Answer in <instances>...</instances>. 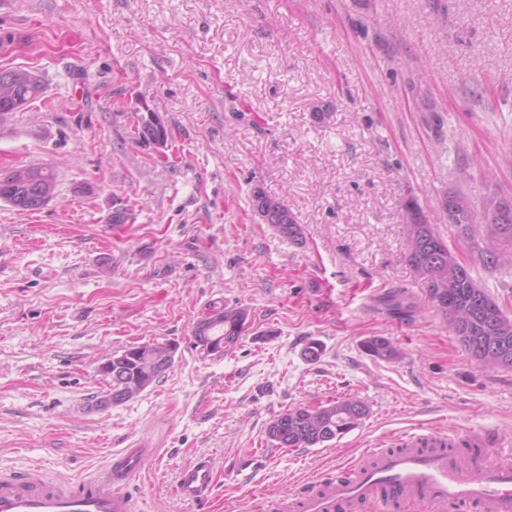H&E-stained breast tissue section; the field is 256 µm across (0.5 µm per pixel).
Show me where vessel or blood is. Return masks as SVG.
I'll return each instance as SVG.
<instances>
[{
    "mask_svg": "<svg viewBox=\"0 0 512 512\" xmlns=\"http://www.w3.org/2000/svg\"><path fill=\"white\" fill-rule=\"evenodd\" d=\"M470 454L451 451L447 435L427 428L404 439V448L366 449L350 467L351 479L320 477L299 497L261 503L262 512H344L357 502L390 512L396 501L420 500L430 512H457L469 504L477 512H512V451L489 455L491 438L469 436ZM153 452L138 442L117 454L102 473L73 483L46 480L39 471L24 477L0 474V512H138L126 488L146 469ZM214 470L200 457L182 467L177 491L187 501L206 499Z\"/></svg>",
    "mask_w": 512,
    "mask_h": 512,
    "instance_id": "obj_1",
    "label": "vessel or blood"
}]
</instances>
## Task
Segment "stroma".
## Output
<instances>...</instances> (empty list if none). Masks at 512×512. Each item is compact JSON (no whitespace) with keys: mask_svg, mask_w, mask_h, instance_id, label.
<instances>
[{"mask_svg":"<svg viewBox=\"0 0 512 512\" xmlns=\"http://www.w3.org/2000/svg\"><path fill=\"white\" fill-rule=\"evenodd\" d=\"M3 31L0 68L45 93L0 126V173L58 177L41 210L0 202V472L76 482L146 440L144 512H255L420 424L512 448V370L479 365L431 310L402 209L415 199L512 315V269L472 262L441 219L451 188L512 197V0H0ZM147 110L166 149L131 144ZM257 186L304 245L261 223ZM225 304L250 329L205 355L192 328ZM369 336L400 358L367 355ZM154 343L176 346L162 378L95 408L99 364ZM349 395L369 414L342 438L269 442L281 411ZM199 455L216 483L187 502L175 477ZM261 202L267 210L268 221L271 228L283 240L294 244H302L305 235L301 224L297 223L294 213L283 201L267 195L262 188L255 187L252 190V209Z\"/></svg>","mask_w":512,"mask_h":512,"instance_id":"1","label":"stroma"}]
</instances>
